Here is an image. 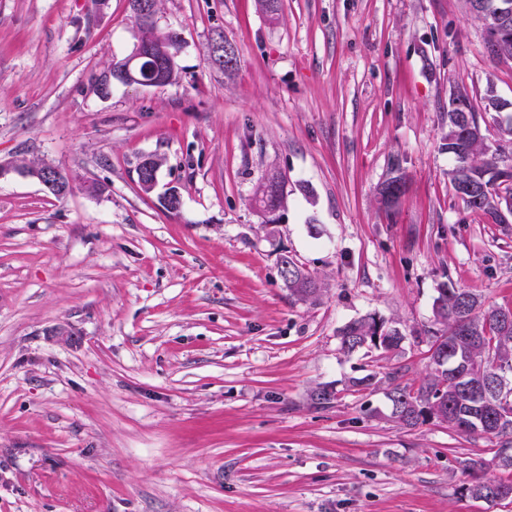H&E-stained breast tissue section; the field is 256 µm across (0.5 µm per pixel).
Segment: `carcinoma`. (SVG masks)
Wrapping results in <instances>:
<instances>
[{
    "label": "carcinoma",
    "instance_id": "carcinoma-1",
    "mask_svg": "<svg viewBox=\"0 0 512 512\" xmlns=\"http://www.w3.org/2000/svg\"><path fill=\"white\" fill-rule=\"evenodd\" d=\"M158 0H151L150 17L144 21L133 15L140 32V39L152 40L155 52L140 60L141 77L154 80L165 76L171 82L178 71V56L182 47L181 36L174 31H160L155 25ZM130 59L125 56L112 61L105 69L91 77L94 92L108 98L112 86L119 82L129 85L127 68ZM463 101L465 112L448 111V131L444 135V149L455 159L456 165L449 172L450 182L456 194L467 208L483 213L495 224L503 223V217L512 216V172L506 174L499 167L498 153L490 150L486 135L477 138L467 128H481L477 112L466 91L459 90L451 102ZM279 179L276 190L270 194H257L255 203L265 223L276 221L272 211L281 201L282 184ZM445 296L437 297L436 322L442 328L423 330L414 340L426 343L431 371L415 390L397 383L395 375L388 376L387 398L390 417L398 424L415 427L420 423L440 417L445 418L448 428L460 434H488L501 439L496 449V467L512 470V394L475 397L468 385H488L498 379L512 383V326L500 325L498 315L512 311V306H485L480 297L465 288H457L452 282L441 285ZM288 290L300 301H315L321 288L318 281L299 266L292 263L288 268ZM341 349L354 353L362 349L391 353L401 347L405 336L398 328L387 324L376 314H367L350 321L340 328ZM337 391L330 385H319L309 395L310 405L316 409L330 407ZM469 475L465 490L477 497L489 486H507L488 476V461L467 458L462 461Z\"/></svg>",
    "mask_w": 512,
    "mask_h": 512
}]
</instances>
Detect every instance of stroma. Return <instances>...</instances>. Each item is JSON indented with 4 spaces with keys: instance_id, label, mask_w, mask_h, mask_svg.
Masks as SVG:
<instances>
[{
    "instance_id": "1",
    "label": "stroma",
    "mask_w": 512,
    "mask_h": 512,
    "mask_svg": "<svg viewBox=\"0 0 512 512\" xmlns=\"http://www.w3.org/2000/svg\"><path fill=\"white\" fill-rule=\"evenodd\" d=\"M155 20L183 39L177 79L103 100L89 78L136 44L129 0H0V512H512L465 491L496 437L403 427L386 383L351 385L419 386L412 333L445 282L512 305V223L465 206L442 147L453 89L492 121L512 60L468 0H160ZM43 163L67 195L27 175ZM283 254L319 301L288 293ZM369 313L399 351H342ZM324 384L336 400L311 407ZM284 182L283 177L279 176V181L277 182V188L266 197L267 192H264L261 194V188L263 186V183L260 185L259 190L257 192L255 203L257 205V208L266 224H274L273 222L276 221V213L272 215H267L268 213H272L273 210H275L278 205L280 206L281 203V196H282V184ZM276 201L278 205L276 204Z\"/></svg>"
}]
</instances>
